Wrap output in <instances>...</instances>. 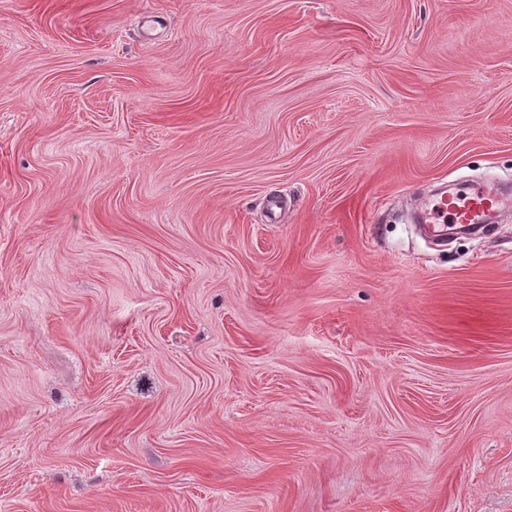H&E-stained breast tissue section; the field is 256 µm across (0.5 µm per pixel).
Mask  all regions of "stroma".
Segmentation results:
<instances>
[{
  "label": "stroma",
  "mask_w": 512,
  "mask_h": 512,
  "mask_svg": "<svg viewBox=\"0 0 512 512\" xmlns=\"http://www.w3.org/2000/svg\"><path fill=\"white\" fill-rule=\"evenodd\" d=\"M512 0H0V512H512ZM510 199V195L505 196L488 191L485 186L472 187L461 184L459 196L446 194L441 202L432 200L428 204L427 212H423V221L425 223H431L428 222L429 220L441 221L442 224L466 227L483 224L487 216L508 208Z\"/></svg>",
  "instance_id": "1"
}]
</instances>
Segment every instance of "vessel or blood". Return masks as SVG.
<instances>
[{"label": "vessel or blood", "instance_id": "b4317fda", "mask_svg": "<svg viewBox=\"0 0 512 512\" xmlns=\"http://www.w3.org/2000/svg\"><path fill=\"white\" fill-rule=\"evenodd\" d=\"M512 198L483 187L461 185L454 196H444L424 214L425 220L471 227L484 223L487 216L508 208Z\"/></svg>", "mask_w": 512, "mask_h": 512}]
</instances>
